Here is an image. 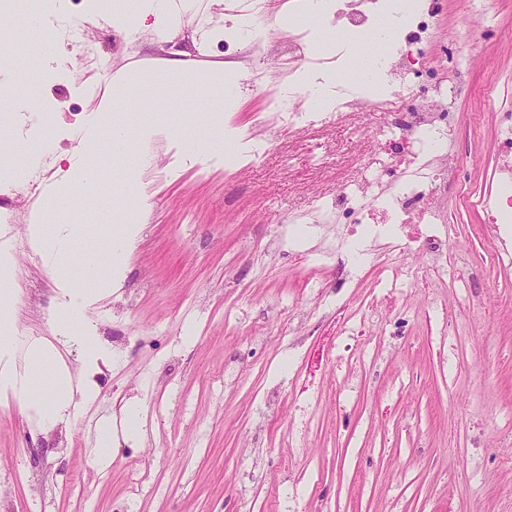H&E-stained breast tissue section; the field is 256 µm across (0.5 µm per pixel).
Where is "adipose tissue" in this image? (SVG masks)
Here are the masks:
<instances>
[{
    "label": "adipose tissue",
    "mask_w": 512,
    "mask_h": 512,
    "mask_svg": "<svg viewBox=\"0 0 512 512\" xmlns=\"http://www.w3.org/2000/svg\"><path fill=\"white\" fill-rule=\"evenodd\" d=\"M180 9L172 0H136L134 10L125 9L122 0H114L110 16L114 27L129 32L137 31L144 16L151 15L159 26H166L179 18ZM241 74L236 70L192 69L171 76L166 69L153 74L156 102H163L165 89L171 80H178L187 91L203 86L215 88V96L204 103L203 111L212 115L203 140L185 139L179 147V164H193L201 156L223 161L226 152H246L236 129L225 128L224 115L239 107L238 86ZM131 70L121 69L112 76V92L90 109L73 129L75 148L69 155V165L48 188L45 209L58 213L74 210L78 204V189L102 184L105 171L113 161L126 165L128 183H136L149 169L154 159L153 142L167 138L164 125L155 121L151 112H143L141 119L129 125L117 120L120 112L131 105L126 89L132 83ZM137 139L139 151H131L130 139ZM113 213H98L91 224H56L51 229L37 228L31 244L38 250L55 277L58 286L55 341L34 336L20 330L13 309V291L0 288V399L18 400L28 415L40 424L52 427L69 423L78 411L95 400L97 390L90 378L91 372L111 360V352L98 342L97 325L93 318L99 302L111 294L115 280L114 267L142 230V213L131 208L127 226L115 236L107 250L94 257H76L73 244L77 239L95 236L99 225L111 223ZM77 347L83 356L85 377L72 379L60 353L61 347ZM143 427L136 405L124 409V428L116 430L111 422L98 428L94 460L98 468H108L118 435L137 436Z\"/></svg>",
    "instance_id": "adipose-tissue-1"
}]
</instances>
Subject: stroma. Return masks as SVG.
Returning a JSON list of instances; mask_svg holds the SVG:
<instances>
[{
  "label": "stroma",
  "mask_w": 512,
  "mask_h": 512,
  "mask_svg": "<svg viewBox=\"0 0 512 512\" xmlns=\"http://www.w3.org/2000/svg\"><path fill=\"white\" fill-rule=\"evenodd\" d=\"M287 2L270 0L262 20L269 40L253 54L245 45L225 46L228 30L201 26L200 11L228 17L214 0L200 10L187 6L178 30L148 22L136 34L105 20L89 25L91 6L60 0L57 29L88 26L95 58L65 49L61 64L38 73L19 66L30 40L0 47V63L16 67L14 85L1 86L0 98L39 86L38 106L56 124L46 168L56 177L74 146L73 123L87 108L82 85L92 81L103 92L115 70L140 66L134 109L125 115L136 121L137 107L152 101L153 68L173 61L207 68L233 58L260 68L277 56L288 43L280 24ZM434 2L432 48L458 39L468 68L453 102L461 132L448 143L460 159L459 177L441 202L448 262L466 254L477 274L439 280L417 275V258L404 260V286L388 302L386 318L360 326L379 352L354 371L334 361L327 354L339 332L334 299L312 294L305 279L318 264L324 282L335 285V269L320 262L336 243L335 225H320L303 247L287 241L275 254L265 249L280 219L314 214L319 200L334 199L360 176L384 117L354 112L290 131L270 121L266 85L242 84L230 121L259 150L235 166L205 161L174 174L159 167L142 178L144 227L97 314L105 345L121 337L128 347L95 375L97 398L68 427L51 432L17 402L0 400V504L7 512H286L294 492L303 495L306 512H512V268L491 267L496 243L472 205L490 186L498 118L512 113V0H486L479 20L470 0ZM211 96L171 85L157 119L172 137L156 144L157 153L173 157L176 140L201 135L206 120L194 103ZM82 195L78 208L54 220L89 224L98 210H112V223L74 245L75 254L97 255L122 230L125 205L137 199L93 187ZM14 247L10 285L30 303L18 314L19 326L51 337L55 281L42 256L30 252L27 234L17 235ZM367 248L374 267L359 269L343 288L351 306L364 310L385 242L371 239ZM298 308L311 312L302 359L279 342ZM259 330L267 344L250 343ZM392 342L398 351L389 350ZM228 361L238 371L231 387L224 384ZM297 375L324 395L311 405L299 440L291 435L292 403L272 414L259 400L264 385L287 389ZM335 393L343 396L336 406ZM129 403L138 405L144 432L120 439L111 467L99 469L92 454L97 428L105 420L120 423ZM256 435L261 447L245 451ZM145 452L153 457L150 479L163 491L127 500L126 471Z\"/></svg>",
  "instance_id": "stroma-1"
}]
</instances>
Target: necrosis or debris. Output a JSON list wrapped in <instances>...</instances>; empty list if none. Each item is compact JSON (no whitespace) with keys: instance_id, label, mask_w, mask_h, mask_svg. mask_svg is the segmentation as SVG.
Returning a JSON list of instances; mask_svg holds the SVG:
<instances>
[{"instance_id":"1","label":"necrosis or debris","mask_w":512,"mask_h":512,"mask_svg":"<svg viewBox=\"0 0 512 512\" xmlns=\"http://www.w3.org/2000/svg\"><path fill=\"white\" fill-rule=\"evenodd\" d=\"M401 4L404 20L394 29V48L378 65L386 80L385 92L367 98L352 85L337 84L335 104L329 111L336 118L363 110L385 113L378 148L366 159L359 182L342 187L333 201L317 207L327 222L341 227L332 255L339 283L350 281L355 273L354 247L361 234L389 239L394 258L377 279L387 297L399 286L398 262L409 256L411 248L423 252L438 277L448 276V229L440 222L438 194L456 180L448 152V139L455 133L453 100L447 87L429 94L411 80L416 62L411 48L426 39L433 12L421 0H401ZM308 99L292 83L284 90H270L267 104L275 122L301 130L312 115L304 107ZM475 206L494 234L512 216V113L498 124L491 186Z\"/></svg>"}]
</instances>
